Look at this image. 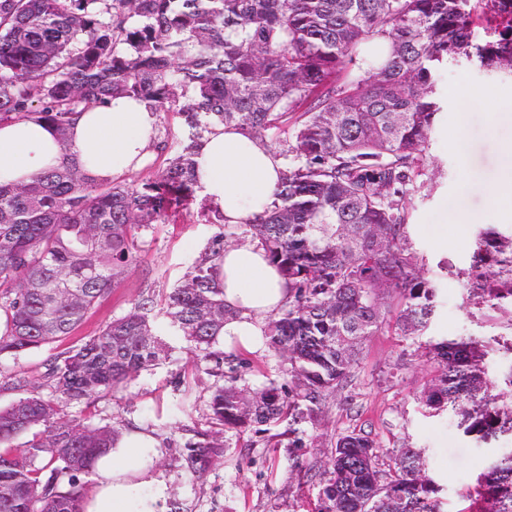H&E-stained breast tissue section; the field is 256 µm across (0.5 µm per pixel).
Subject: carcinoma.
I'll use <instances>...</instances> for the list:
<instances>
[{
  "label": "carcinoma",
  "instance_id": "carcinoma-1",
  "mask_svg": "<svg viewBox=\"0 0 512 512\" xmlns=\"http://www.w3.org/2000/svg\"><path fill=\"white\" fill-rule=\"evenodd\" d=\"M475 9L472 0H0V121L35 118L64 140L86 105L127 96L187 128L176 146L158 145L167 164L145 178L97 182L62 165L0 184V361L63 345L38 379L0 366V386L19 392L0 407V512H84L81 479L134 427L71 408L159 365L154 301L70 336L134 262L144 232L196 204L194 157L216 123L275 149L283 171L271 205L239 224L196 204L216 232L165 295L164 315L214 359L218 380L207 428L181 445V469L201 478L224 457L227 434L250 429L269 445L286 436L287 447H308L304 425L348 382L368 337L390 325L433 364L416 397L424 413L452 411L479 446L512 439V369L501 381L488 374L494 352L512 353V333L420 340L438 288L407 224L441 113L440 70L465 58L512 73V24L479 44ZM246 237L288 284L266 332L283 364L257 387L238 386L242 358L213 350L226 314L216 260ZM466 278L475 304L512 313V236L480 232ZM178 391L175 410L190 418L194 387ZM330 464L315 512H443L420 448L383 449L353 430L337 438ZM463 497L471 512H512V449Z\"/></svg>",
  "mask_w": 512,
  "mask_h": 512
}]
</instances>
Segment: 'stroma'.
<instances>
[{"label": "stroma", "instance_id": "obj_1", "mask_svg": "<svg viewBox=\"0 0 512 512\" xmlns=\"http://www.w3.org/2000/svg\"><path fill=\"white\" fill-rule=\"evenodd\" d=\"M438 91L444 110L427 149L426 185L413 196L408 214L411 247L423 260L425 277L440 288L438 308L426 334L486 340L506 334L512 314L477 309L462 271L471 262L479 230L492 227L512 234V196L498 192L500 149L512 140V76L452 60L439 74ZM462 213L470 215V223H458ZM213 233L212 225L189 215L154 225L145 234L146 246L137 261L88 313L78 336L93 335L135 299L162 300ZM155 326L170 347L167 358L87 413L96 421L149 420L159 425L165 454L157 466L171 486L169 504L179 512H311L319 490L311 468L326 469L332 443L355 428L370 433L386 448L407 443L424 449L431 473L443 486L445 512H467V487L494 454L512 448L507 440L492 449L471 445L455 415L423 418L416 394L431 367L408 342L387 329L366 340L351 382L328 398L324 416L309 428L315 446L244 448L235 442L227 448L223 464L211 468L202 481L189 482L177 468L187 434L179 429L180 418L174 413L179 399L174 385L192 375L197 392L205 393L214 381L215 363L203 353L190 352L164 315H157Z\"/></svg>", "mask_w": 512, "mask_h": 512}]
</instances>
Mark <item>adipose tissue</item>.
Here are the masks:
<instances>
[{
	"label": "adipose tissue",
	"mask_w": 512,
	"mask_h": 512,
	"mask_svg": "<svg viewBox=\"0 0 512 512\" xmlns=\"http://www.w3.org/2000/svg\"><path fill=\"white\" fill-rule=\"evenodd\" d=\"M156 117L143 102L120 97L86 108L71 125L68 145L31 118L0 122V184H26L45 170L76 162L95 181H112L143 168L156 143ZM198 186L225 223L237 224L272 202L281 159L239 129L216 125L195 157ZM227 315L221 334L228 351L255 354L265 347L270 315L286 302L285 280L264 247L245 241L217 261ZM164 450L152 433L123 431L95 470L84 512H168L170 487L156 462Z\"/></svg>",
	"instance_id": "1"
}]
</instances>
